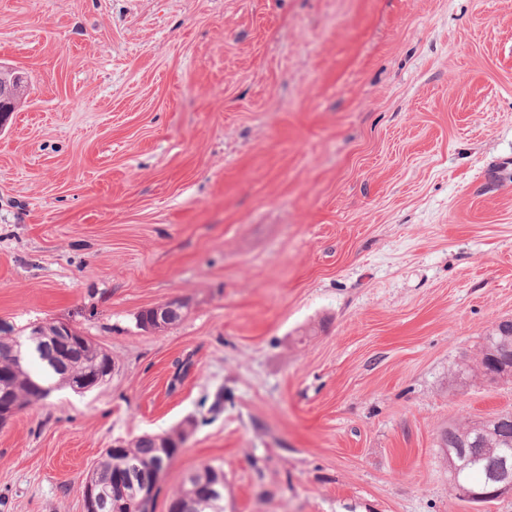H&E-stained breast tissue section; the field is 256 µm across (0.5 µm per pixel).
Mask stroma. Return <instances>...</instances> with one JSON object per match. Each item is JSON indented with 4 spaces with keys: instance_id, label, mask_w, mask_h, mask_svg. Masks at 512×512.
I'll list each match as a JSON object with an SVG mask.
<instances>
[{
    "instance_id": "1",
    "label": "stroma",
    "mask_w": 512,
    "mask_h": 512,
    "mask_svg": "<svg viewBox=\"0 0 512 512\" xmlns=\"http://www.w3.org/2000/svg\"><path fill=\"white\" fill-rule=\"evenodd\" d=\"M0 64V336L68 322L115 364L0 425V512H83L113 441L188 418L154 512L207 463L224 512H512L440 446L512 414L479 368L512 0H0ZM0 130L5 127L6 119L12 109L13 99L17 96L21 90L23 83V77L11 71V82L6 80L2 73L0 74Z\"/></svg>"
}]
</instances>
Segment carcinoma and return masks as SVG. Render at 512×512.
<instances>
[{
	"mask_svg": "<svg viewBox=\"0 0 512 512\" xmlns=\"http://www.w3.org/2000/svg\"><path fill=\"white\" fill-rule=\"evenodd\" d=\"M76 359L82 361L84 373L95 376L106 375V366L97 360L91 347H78ZM32 358L39 361L41 372L35 374L29 370V360H24L23 368L26 379L34 387L30 395L34 401L48 397L54 386L51 380L64 377L69 385L78 382L73 373L67 372L69 365L60 360L51 364L37 352ZM168 441L173 447L168 451L137 445L129 449V453L137 464V482L149 481L159 466L170 467L180 449L185 445L186 438L179 434H168ZM464 446L473 464L464 467L458 477L459 483L473 491L495 488L488 481L487 471L496 463L505 451L512 452V416L504 419L497 417L479 424L471 432L465 434L462 427L450 425L440 434V447L457 448ZM96 480L102 493L103 512H138L136 495L129 491L125 494L112 489V454L105 453L96 466ZM168 512H224V468L205 464L190 474L182 488L173 495L168 504Z\"/></svg>",
	"mask_w": 512,
	"mask_h": 512,
	"instance_id": "cac0c4a2",
	"label": "carcinoma"
}]
</instances>
